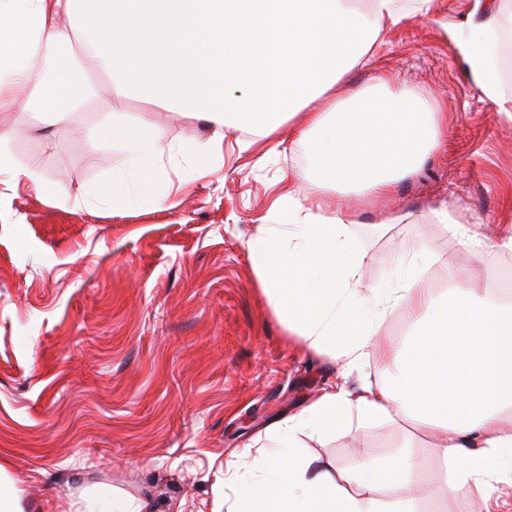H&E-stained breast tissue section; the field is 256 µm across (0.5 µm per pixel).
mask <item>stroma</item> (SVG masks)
<instances>
[{"label":"stroma","instance_id":"35a3bbf8","mask_svg":"<svg viewBox=\"0 0 512 512\" xmlns=\"http://www.w3.org/2000/svg\"><path fill=\"white\" fill-rule=\"evenodd\" d=\"M481 19L472 0H435L431 18L408 19L375 67L353 68L336 87L346 97L381 76L388 91L436 99L448 114L437 147L388 201L348 198L365 287L385 284L394 261L422 255L441 260L434 295L455 282L462 246L435 209L481 233L512 225V119L470 80L443 29ZM70 54L92 93L52 140L32 113L0 116V130L14 132L8 149L36 161L52 188L22 181L0 199V467L36 512H64L68 488L85 484L150 497L153 512H221L226 461L324 387L359 380L342 357L280 323L245 248L289 173L316 163L293 145L290 123L268 155L253 133L228 128L218 161L195 177L187 144L203 120L134 96L128 118L151 114L172 146L157 171L161 201L121 214L86 204L125 153L97 137L110 110L105 75L78 49ZM383 209L402 222L380 224ZM408 440L425 464L415 512H445L438 490L448 466L411 423L378 421L310 440L307 451L352 472Z\"/></svg>","mask_w":512,"mask_h":512}]
</instances>
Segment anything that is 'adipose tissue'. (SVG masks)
Returning a JSON list of instances; mask_svg holds the SVG:
<instances>
[{
    "label": "adipose tissue",
    "mask_w": 512,
    "mask_h": 512,
    "mask_svg": "<svg viewBox=\"0 0 512 512\" xmlns=\"http://www.w3.org/2000/svg\"><path fill=\"white\" fill-rule=\"evenodd\" d=\"M483 22L455 37L467 73L499 101V75L487 47L499 23L497 0H475ZM434 0H0V112L24 109L45 128L64 121L88 93L64 47L79 45L108 77L111 120L100 135L122 144L125 157L96 200L120 213L157 202L155 174L167 148L161 124L131 126L121 118L132 96L196 111L210 135L194 141L209 157L225 128L267 141L291 121L293 141L316 161L293 171L312 197L281 196L247 241L259 287L288 331L316 350L341 348L349 368L382 348L389 312L417 315L410 337L393 353L389 381L338 387L252 440L250 472L224 466V512H413L411 487L421 464L409 454L366 462L356 473L303 452L302 440L344 436L374 419L408 420L431 434L448 464L449 505L481 500L505 512L502 485L512 486V305L493 301V285L468 276L444 295L426 283L434 261L395 264L392 281L361 292L365 256L354 247L353 212L342 188L373 199L391 195L435 147L448 115L401 91L360 97L345 108L336 86L413 16L429 17ZM241 97H229V88ZM337 197L335 216L319 200ZM146 499H106L84 489L69 512H148Z\"/></svg>",
    "instance_id": "ef3b65f1"
}]
</instances>
